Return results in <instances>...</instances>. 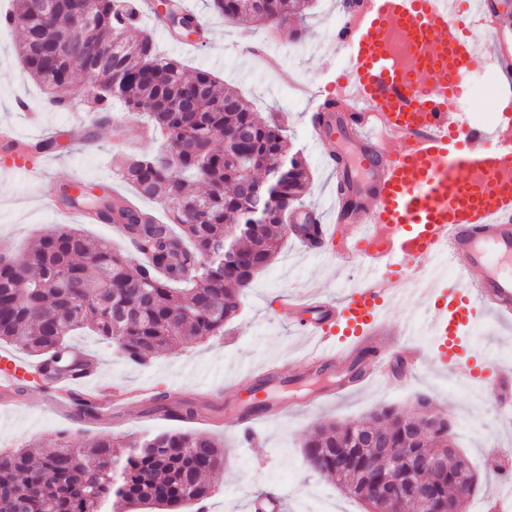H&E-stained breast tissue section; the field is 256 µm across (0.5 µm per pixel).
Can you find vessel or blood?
<instances>
[{
  "mask_svg": "<svg viewBox=\"0 0 512 512\" xmlns=\"http://www.w3.org/2000/svg\"><path fill=\"white\" fill-rule=\"evenodd\" d=\"M477 25L495 33L496 68L511 74L512 28L488 0H478L475 14L466 17L457 0H361L344 8L334 37L345 51L344 69L312 125L319 142L328 134L347 133L361 166L372 172L371 200L352 209L338 204L332 224L311 210L294 219L316 225L321 242L334 243L340 255L357 261L363 281L340 302L319 293L287 298L298 332L314 341L310 353L293 362V378L358 350L369 353L368 377L385 373L393 345L385 305L397 293L392 280L379 276L383 266L396 265L409 274L443 256L464 279L461 289L429 300L436 353L403 343L404 358L414 368L432 362L461 379H474V365L460 355V329L479 309L512 319V179L498 176L501 169H512V143L498 139L501 125L512 124V113H499L496 124L475 126L449 106L460 99L473 65L482 61L472 35ZM395 30L416 48L415 66L406 75L392 67L384 49ZM21 141L15 128L0 127V146L11 150V167L41 181V171L16 152ZM475 171L488 172L489 180L473 181ZM382 230L388 241L379 247L373 238ZM276 372L267 366L242 374L236 389L248 396L249 412L226 421V429L283 418L267 391ZM37 374L36 365L0 355V396L10 397ZM84 383L81 377L57 380L49 392L53 407L70 408ZM96 395L106 416L113 406L156 398L147 385L130 391L109 384L98 387Z\"/></svg>",
  "mask_w": 512,
  "mask_h": 512,
  "instance_id": "1",
  "label": "vessel or blood"
}]
</instances>
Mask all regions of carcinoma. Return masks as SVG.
Here are the masks:
<instances>
[{"label":"carcinoma","mask_w":512,"mask_h":512,"mask_svg":"<svg viewBox=\"0 0 512 512\" xmlns=\"http://www.w3.org/2000/svg\"><path fill=\"white\" fill-rule=\"evenodd\" d=\"M310 2L206 0V5L226 19L245 15L279 30L286 21L303 20ZM93 11L95 25L69 28V46L60 52L58 29L42 20L36 0H12L8 21L22 31V62L45 93L71 85L80 72L93 77L98 120L108 119L115 103L147 114L163 147L127 158L120 176L135 187V199L163 204L169 223L113 199L104 184L84 183L77 206L126 228L139 256L136 269L112 244L93 246L72 226L52 229L19 257L0 254V342L36 358L39 387L46 390L61 377L62 367L74 377L96 371L90 354L73 363L67 337L79 329L112 343L134 363L176 344L224 335L245 289L279 254L288 215L309 182L304 158L290 152L286 129L273 116L256 111L212 73H190L163 56L149 32L130 41L128 32L139 24L134 5L97 0ZM255 158L286 164L283 180L264 195L243 187L246 163ZM199 178L207 185L200 194L194 189ZM231 232L233 246L217 252ZM169 415L185 422L204 419L187 400L171 403ZM382 424L391 447L406 457L453 445L448 419L431 414L423 399L415 415L381 406L359 423H319L304 441L305 456L364 501L383 473L369 470L360 437ZM223 464L224 448L190 431L127 442L105 434L90 448H73L61 437L47 452L34 444L0 450V500L23 486L26 512H102L108 503L113 512L146 506L173 512L185 503L204 502L211 493L206 477L220 473ZM473 472L468 458L455 450L448 470L424 478L448 498L458 490L455 477Z\"/></svg>","instance_id":"1"}]
</instances>
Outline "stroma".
<instances>
[{
	"label": "stroma",
	"mask_w": 512,
	"mask_h": 512,
	"mask_svg": "<svg viewBox=\"0 0 512 512\" xmlns=\"http://www.w3.org/2000/svg\"><path fill=\"white\" fill-rule=\"evenodd\" d=\"M340 12L341 0H313L305 20L307 30L299 39L290 29L272 32L249 18H212L214 40L209 44L173 41L169 30L153 32L160 50L187 69L211 71L258 111L287 114L288 137L293 148L305 157L311 173L301 206L327 221L334 218L330 204L336 198V172L324 163L322 150L314 143L310 100L301 88L324 87L343 69V54L330 48ZM20 38L19 30L0 28V124L13 125L23 136L40 128L53 130L64 135L66 142L60 152L37 156V163L47 175L43 183L30 182L19 172L6 169L8 156L0 152V252L18 255L58 225L80 227L91 242L105 241L115 249L131 252V245L122 242L110 225L80 223L77 217L49 205L45 192L49 183L62 185L78 178L132 193V186L116 175L113 159L119 153L151 150L141 129L144 114L117 106L110 121L100 123L95 113L79 103L66 117H59L47 106L44 91L22 65L17 50ZM468 83L469 95L457 103V110L485 122L492 112L506 106L497 77L484 76L478 70L470 74ZM19 99L40 115L41 126L32 125L28 113L16 110ZM76 125L87 129L88 137L80 144L67 139ZM362 278L357 263L330 252L316 258L305 253L296 241L288 240L246 290L241 308L223 335L175 347L143 365L125 360L99 337L78 335L74 342L97 356L98 379L131 389L146 384L160 392L192 399L216 417L215 425L194 427L195 432L214 435L224 444V471L211 480L213 492L204 503L206 512H256L254 501L260 496L281 500V512H306L310 507L317 512H365L360 501L345 494L305 460L302 444L307 434L319 422L362 421L380 405L414 413L423 397L434 412L448 418L456 448L469 458L479 475L469 512H486L484 501L499 484L498 475L487 464V450L493 443L512 448V425L501 423L493 394L480 383L459 381L434 365L420 369L409 382L396 376L369 380L349 387L342 397L312 411L262 423L256 426L257 437L252 442L220 425L224 410L211 407L213 391L223 390L225 404L234 403L240 369L282 365L309 350L307 339L280 317L281 301L313 290L338 300ZM394 286L401 300L387 306L389 325L397 327L409 319L428 317V303L411 280L397 279ZM462 341L476 360L488 359L495 369L512 372V324L502 325L490 316L479 315L463 333ZM45 397V392L33 384L20 401L0 404V448L37 441L50 449L62 436L72 447L88 448L104 434L128 439L184 427L183 422L156 414L140 415L137 421L120 424L74 419L48 406Z\"/></svg>",
	"instance_id": "stroma-1"
}]
</instances>
